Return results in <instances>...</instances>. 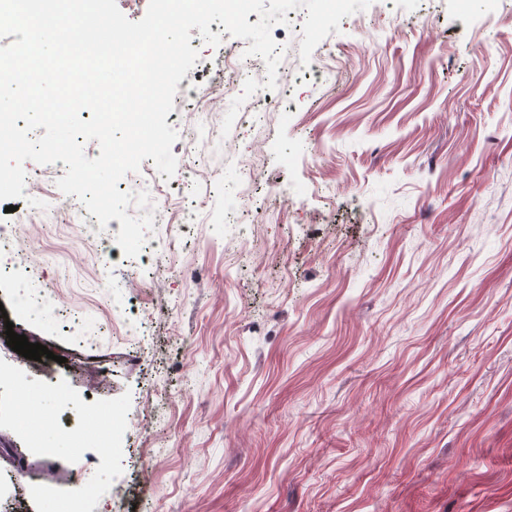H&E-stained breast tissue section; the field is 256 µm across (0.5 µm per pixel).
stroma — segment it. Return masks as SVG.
<instances>
[{"mask_svg":"<svg viewBox=\"0 0 512 512\" xmlns=\"http://www.w3.org/2000/svg\"><path fill=\"white\" fill-rule=\"evenodd\" d=\"M306 16L273 27L285 53L249 123L166 117L164 189L196 220L146 243L176 236L199 279L128 292L150 270L89 248L96 218L71 221L57 165L24 164L44 208L0 202V226L41 225L13 257L35 256L50 297L32 320L0 292V359L42 376L10 321L80 395L131 396L123 472L93 512H512V0H373L315 47L318 78ZM190 34L187 88L237 43ZM100 462L0 428V512H37L31 484L68 489Z\"/></svg>","mask_w":512,"mask_h":512,"instance_id":"stroma-1","label":"stroma"}]
</instances>
